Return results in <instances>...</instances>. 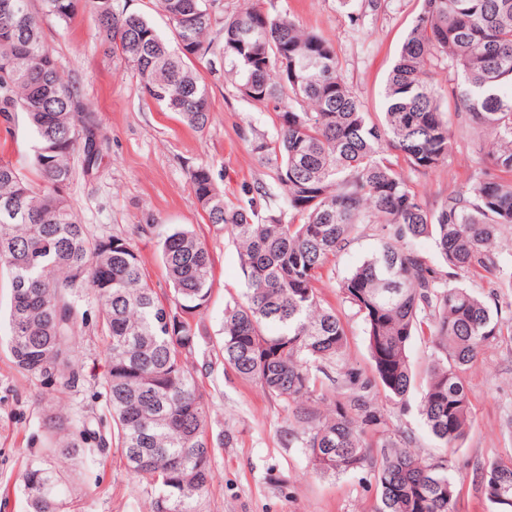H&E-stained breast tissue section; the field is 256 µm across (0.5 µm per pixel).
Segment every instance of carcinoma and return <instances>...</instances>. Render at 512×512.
<instances>
[{"instance_id":"cac0c4a2","label":"carcinoma","mask_w":512,"mask_h":512,"mask_svg":"<svg viewBox=\"0 0 512 512\" xmlns=\"http://www.w3.org/2000/svg\"><path fill=\"white\" fill-rule=\"evenodd\" d=\"M46 13L72 19L77 0H42ZM217 0H157L171 37L112 0H87L103 40L133 65L151 98L203 131L206 84L195 62L214 54L219 32L224 73L245 99L273 106L276 134L251 131L252 151L284 190L282 206L256 189L248 205L224 198L211 166L189 171L208 223L236 244L246 290L224 307L219 355L244 381L291 412V433L311 470L374 473L377 512H456L460 479L447 457H424L414 438L394 433L377 391L406 402L416 382L409 350L428 344L419 413L438 447L455 451L471 422L470 365L503 336L512 318L471 288V275L512 288L496 240L512 226V0H420L386 79L379 120L363 111L341 76L332 43L262 0L220 14ZM358 25L385 0H338ZM446 74L439 85L435 76ZM450 98L464 116L477 157L473 174L429 209L405 171L448 165L457 142ZM25 113L35 137L29 179L0 160V271L9 275L8 349L17 368L45 388L77 386L71 359L89 326L77 300L97 302L105 356L104 430L61 411L45 427L49 446L29 454L21 483L28 512H72L61 460L120 451L127 469L151 485V512H202L213 479L212 403L199 387L194 355L214 277L197 233L170 225L157 246L169 284L159 295L127 238L95 239L69 197L75 162L92 166L103 139L92 107L59 71L31 0H0V118ZM375 231L379 244L339 283L341 305L365 329L372 375L347 358L348 323L325 305L322 271ZM431 241L434 262L413 247ZM23 317L24 327L17 325ZM491 512H512V459L476 464Z\"/></svg>"}]
</instances>
